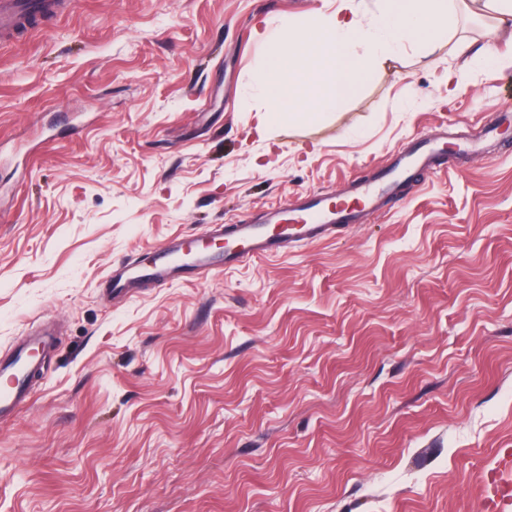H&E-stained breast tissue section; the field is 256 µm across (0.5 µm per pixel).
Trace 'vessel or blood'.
<instances>
[{
  "label": "vessel or blood",
  "mask_w": 512,
  "mask_h": 512,
  "mask_svg": "<svg viewBox=\"0 0 512 512\" xmlns=\"http://www.w3.org/2000/svg\"><path fill=\"white\" fill-rule=\"evenodd\" d=\"M34 0H0V35L11 37L26 29V15ZM437 141L425 140L407 151L399 152L394 160L369 180H355L346 199L332 202L330 197L313 195L302 198L296 205L276 211L270 223H278V231L270 224L242 223L209 226V238L220 239L224 248L207 251L197 241L175 239L159 249L151 265L138 262L124 265L114 274L111 285L129 287L135 280L161 281L187 270L201 273L223 266L244 263L272 253L290 242L315 241L332 235L336 230L361 223L364 217L378 210L391 196L399 178L413 169H435L439 155ZM33 368L25 351H17L11 359L0 361V417L8 418L20 412L30 400L28 385ZM489 512H507L512 507V456L499 458L495 477L484 490Z\"/></svg>",
  "instance_id": "1"
}]
</instances>
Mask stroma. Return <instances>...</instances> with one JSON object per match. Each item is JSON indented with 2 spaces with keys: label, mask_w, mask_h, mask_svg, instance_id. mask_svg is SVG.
<instances>
[{
  "label": "stroma",
  "mask_w": 512,
  "mask_h": 512,
  "mask_svg": "<svg viewBox=\"0 0 512 512\" xmlns=\"http://www.w3.org/2000/svg\"><path fill=\"white\" fill-rule=\"evenodd\" d=\"M340 0H74L0 43V512H483L512 450V31L457 0L333 110L254 135L283 25ZM458 149L364 223L111 294L124 261ZM32 368L33 362L23 349L11 359L0 361V417L17 414L29 402L28 380Z\"/></svg>",
  "instance_id": "stroma-1"
}]
</instances>
